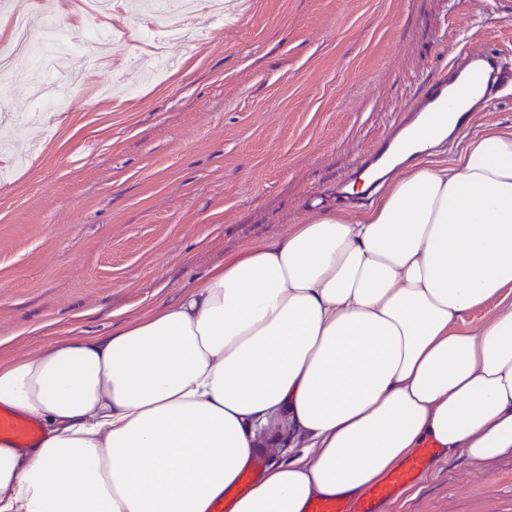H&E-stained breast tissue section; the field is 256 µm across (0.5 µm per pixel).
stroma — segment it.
I'll list each match as a JSON object with an SVG mask.
<instances>
[{"label": "stroma", "mask_w": 512, "mask_h": 512, "mask_svg": "<svg viewBox=\"0 0 512 512\" xmlns=\"http://www.w3.org/2000/svg\"><path fill=\"white\" fill-rule=\"evenodd\" d=\"M180 67L143 74L139 41L109 68L68 55L60 112L28 65L0 76V363L79 329L101 336L176 301L312 211L345 206L362 155L461 47L512 60V0H226ZM512 134V90L442 149ZM383 512H512V457L438 456Z\"/></svg>", "instance_id": "stroma-1"}]
</instances>
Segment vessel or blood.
<instances>
[{"label": "vessel or blood", "instance_id": "b4317fda", "mask_svg": "<svg viewBox=\"0 0 512 512\" xmlns=\"http://www.w3.org/2000/svg\"><path fill=\"white\" fill-rule=\"evenodd\" d=\"M512 84V62L496 50L481 52L459 50L457 60L448 71L426 79L415 98L413 107L402 121L410 123L424 112L444 108L457 88L478 87L479 94L470 101L471 111H489L501 90ZM39 430L31 420L0 411V439H9L20 446L37 441ZM440 454L434 444L417 449L405 463L389 472L382 480L368 487L357 499L315 498L306 512H380L383 504L393 499L406 486L416 483L426 473L430 463Z\"/></svg>", "mask_w": 512, "mask_h": 512}]
</instances>
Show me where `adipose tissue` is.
<instances>
[{
	"label": "adipose tissue",
	"mask_w": 512,
	"mask_h": 512,
	"mask_svg": "<svg viewBox=\"0 0 512 512\" xmlns=\"http://www.w3.org/2000/svg\"><path fill=\"white\" fill-rule=\"evenodd\" d=\"M414 130L366 210L311 214L154 315L0 365V512H208L258 449L287 440L231 512L349 498L434 442L512 457V135L433 163L456 125ZM39 438V430L29 419L0 411V439H9L22 447L31 445Z\"/></svg>",
	"instance_id": "ef3b65f1"
}]
</instances>
